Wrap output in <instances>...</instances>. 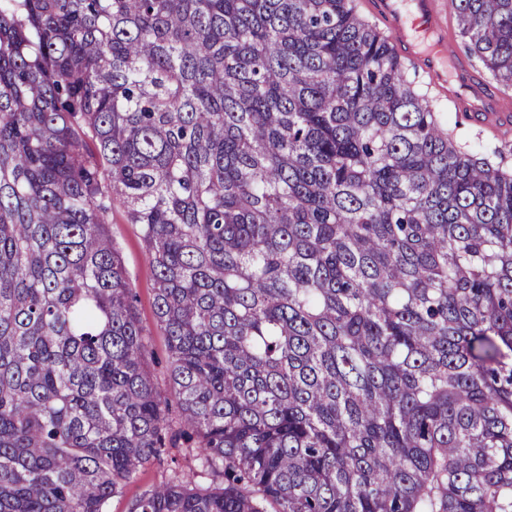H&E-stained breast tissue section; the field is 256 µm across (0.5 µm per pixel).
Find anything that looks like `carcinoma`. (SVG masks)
<instances>
[{"mask_svg": "<svg viewBox=\"0 0 512 512\" xmlns=\"http://www.w3.org/2000/svg\"><path fill=\"white\" fill-rule=\"evenodd\" d=\"M457 21L512 89V0ZM405 70L352 0H0V512H106L175 428L130 512H512V172ZM112 237L123 257L132 287L136 293V313L150 336L146 367L158 389L170 399V413L178 414L177 402L171 394L169 356L166 339L156 324L154 315V266L145 248L137 224H126L122 211L112 214ZM196 461L185 457L176 450H167L160 457L142 467L119 494L112 497L108 512H129L132 502L144 491L165 481L175 468L189 470L195 468Z\"/></svg>", "mask_w": 512, "mask_h": 512, "instance_id": "obj_1", "label": "carcinoma"}]
</instances>
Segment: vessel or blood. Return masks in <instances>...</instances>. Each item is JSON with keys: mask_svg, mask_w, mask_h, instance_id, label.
<instances>
[{"mask_svg": "<svg viewBox=\"0 0 512 512\" xmlns=\"http://www.w3.org/2000/svg\"><path fill=\"white\" fill-rule=\"evenodd\" d=\"M400 59L442 88L456 111L481 126L512 127V100L489 94L468 56L455 47L443 19V0H374Z\"/></svg>", "mask_w": 512, "mask_h": 512, "instance_id": "b4317fda", "label": "vessel or blood"}]
</instances>
